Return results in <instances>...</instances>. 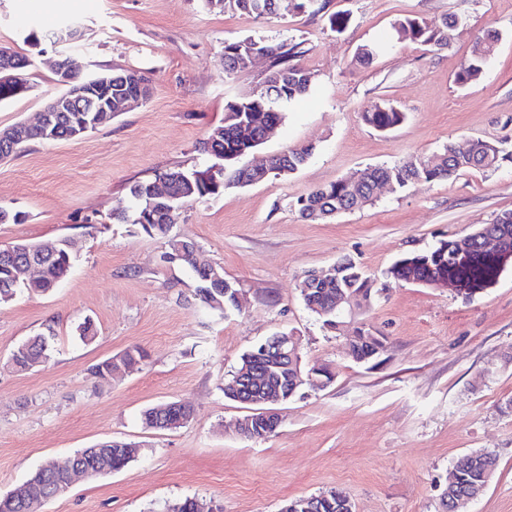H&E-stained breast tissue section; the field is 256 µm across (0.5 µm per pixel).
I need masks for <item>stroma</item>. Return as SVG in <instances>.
<instances>
[{"label": "stroma", "instance_id": "35a3bbf8", "mask_svg": "<svg viewBox=\"0 0 512 512\" xmlns=\"http://www.w3.org/2000/svg\"><path fill=\"white\" fill-rule=\"evenodd\" d=\"M317 11L283 10L266 19L208 9L202 0H0V46L29 56L23 97L0 104V128L36 122L62 92L49 61L52 20L85 25L84 74L136 69L151 79L141 106L78 140L29 143L0 161V246L70 237L76 258L49 293L24 291L0 305V494L44 460L65 463L103 441L135 442L123 470L77 481L35 512H163L194 497L223 512H280L291 499L330 490L355 512H441L446 473L460 457L488 451L495 476L467 512H512V262L468 296L388 278L406 253L459 240L512 210V163L467 169L402 190L377 189L372 203L326 222L300 217L296 200L371 165L438 153L481 138L512 150V0H317ZM348 19L342 32L331 15ZM461 23L446 49L429 52L399 38L398 20ZM46 36L24 43L29 23ZM493 30L497 49L482 77L455 75L477 37ZM245 37L301 43L297 62L315 76L308 96L287 105L276 132L243 164L301 147L308 162L286 177L186 203L172 235L196 243L242 293L241 309L201 306L187 267L164 262L166 239L113 221L129 211V188L173 169L212 164L198 150L223 124L228 102L252 92L270 60L258 57L225 76V43ZM377 54L355 61L360 46ZM389 101L406 114L382 133L363 112ZM351 259L379 287L361 317L384 336L379 363L360 365L346 339L327 332L297 288L305 271ZM91 320L93 342L76 327ZM53 332L51 360L27 372L10 364L28 337ZM278 331L301 338L304 368L326 365L327 388L304 387L281 405L276 434L258 442L233 427L247 415L224 396L238 362ZM132 349L138 369L107 381L92 365ZM193 406L174 431L143 427L146 408Z\"/></svg>", "mask_w": 512, "mask_h": 512}]
</instances>
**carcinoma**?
Listing matches in <instances>:
<instances>
[{"instance_id":"obj_1","label":"carcinoma","mask_w":512,"mask_h":512,"mask_svg":"<svg viewBox=\"0 0 512 512\" xmlns=\"http://www.w3.org/2000/svg\"><path fill=\"white\" fill-rule=\"evenodd\" d=\"M206 7L222 12H239L264 18L277 13L282 0H203ZM459 22L456 16H446L442 25L433 26L420 18L406 17L398 21L396 31L401 37H407L427 47L431 52L441 51L448 47V33ZM498 33L488 31L478 37L473 46L469 60L463 64L456 74L455 82L464 86L480 79L488 60L494 55ZM248 53L264 54L270 58V65L261 82L259 93L248 98L231 101L225 107L226 124L214 127L208 138L213 140L212 147L226 152H234L242 148L251 152L264 143V122L256 118L254 109L273 100L282 107L291 100L306 94L313 84V74L294 63L300 54V44H272L261 39L247 37L224 45L223 64L224 76L230 77L244 69L243 56ZM120 72H112V113L119 112L123 94L130 89L122 88ZM406 113L391 103L375 104L363 112V120L378 131H387L401 125ZM311 149H292L272 157L270 165L276 176H288L298 170L310 157ZM505 161L512 162V152H506L499 146L479 138L472 139L466 148L459 149L450 144L438 154L419 157L399 164L369 166L359 172L358 181L349 183L344 179L328 186L311 191L307 196L297 200L296 206L300 216L310 221H324L342 212L360 209L372 200L373 190L381 182H389L394 188L401 190L418 181H434L447 179L464 169H497ZM147 181H138L130 187L133 200L131 218L150 236L168 239L169 252L180 249L186 240L169 235L170 226L176 223L179 213L155 223L144 224L138 221V209L146 206L148 194ZM240 185V178L229 177L225 185L197 184L194 189L175 184L171 191L177 196L175 206H182L188 201L216 198L224 194V186ZM471 252L467 266L457 275L468 281L475 288H482L499 274L502 263L512 261V211L499 214L492 223L486 224L471 233ZM487 236L500 241L502 255L492 257L483 249V239ZM453 241L441 240L433 248L412 252L397 260L388 270V275L395 280H413L421 282L426 279L428 265L438 262L448 266ZM180 264L189 267L197 279L196 295L207 305L214 297L221 299L228 309L234 308L232 295H224V289L214 287L212 281L206 279L197 268V250H187L180 259ZM336 275L328 281H320L309 285L310 292L300 290L305 304L314 303L321 308L336 306V298L350 292H359L366 306H372L380 289L364 276L361 269L350 259L337 261ZM67 273L53 263L43 266V271L28 287L33 292H45L56 280H63ZM51 337L44 334L31 336L18 347V356L14 358V367L19 371H27L31 363L39 358H50ZM181 411L165 403L147 408L142 414L143 426L147 429L163 430L182 427ZM86 465H107L114 469L126 468L131 462L129 454L122 448L114 447L105 458L95 455L81 459ZM496 457L490 452H473L459 458L449 469L448 478L454 481L456 492L467 493L470 487L481 482L489 470H496ZM315 504L312 510L306 511L301 505L304 498L299 497L284 505L287 512H344L345 496H336L330 491L313 496Z\"/></svg>"}]
</instances>
